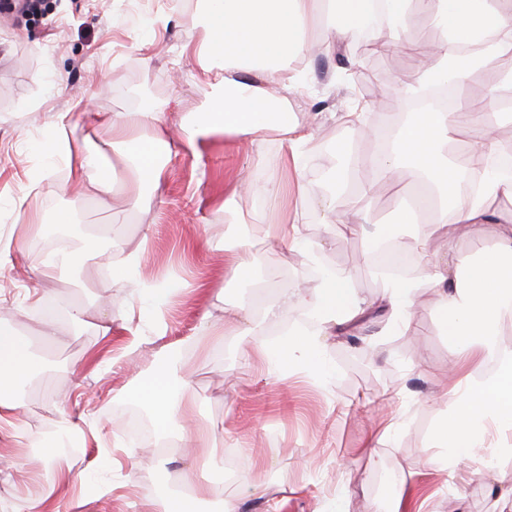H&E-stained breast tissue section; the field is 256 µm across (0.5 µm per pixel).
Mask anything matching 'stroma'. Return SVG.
Instances as JSON below:
<instances>
[{
    "mask_svg": "<svg viewBox=\"0 0 512 512\" xmlns=\"http://www.w3.org/2000/svg\"><path fill=\"white\" fill-rule=\"evenodd\" d=\"M31 10L0 7V226L52 224L55 211L70 208L75 223L66 234L87 250L85 266L50 283L35 284L21 269L0 270V322L32 335L43 317L32 294L56 300L59 317L50 346L35 345L43 370L18 390L23 421L18 432L0 439V468L25 473L22 482L0 479V512H20L25 500L44 499V483L31 479L45 463L34 439L58 448V463L73 486L98 485L100 492L82 508L73 496L44 499L45 512H150L151 499L182 490L180 470L194 463L205 477L226 480L228 496L243 483L262 491L239 512H264L265 501L280 502V512H326V496L340 491L346 512H385L388 489L404 487L407 506L429 496L432 512H499V495L512 493V455L497 452V437L455 469L441 465L444 449L434 447L432 430L451 408L446 395L448 361L459 353L434 314L435 295L423 289L407 333L384 337L327 336L323 356L332 367L319 386L242 366L249 336H206L202 316L224 326L225 305L241 304L259 316L274 289L290 288L319 271L347 275L357 296L372 299L383 282L364 255L365 237L350 233L358 188L336 199V224L321 222L317 200L326 194L322 179L335 174L342 144L369 155L372 141L359 138L345 115L378 116L402 111L408 96L397 91L399 69H387L375 88L351 78L357 58L348 40L318 55H306L303 82L288 92L300 118L317 115L307 153L298 161L305 199L288 211L269 208L261 197L238 188L240 177L264 185L284 178L286 145L268 133L261 144L216 133L197 148L180 145L165 161L160 190L149 206L132 208L122 195L105 201L77 199L67 168L41 155L36 145L58 113L71 115L66 129L72 143L92 138L105 145L110 135L91 129L93 112H134L143 100L154 102L166 125L179 130L198 117L205 91L191 85L198 66L193 54L203 39L195 0H33ZM42 100L41 111H28ZM43 168L55 189L36 204L17 198L27 173ZM232 206H225V198ZM295 217L306 237L321 243L318 261L300 250L269 259L262 227ZM111 226L127 250H141V281H170L177 291L163 313L164 335L138 319V295L130 285L100 292L91 276L106 242L99 232ZM251 236L256 279L233 280L226 271L239 237ZM104 304L112 330L71 318L73 305ZM292 315L258 323L265 339L277 337ZM196 395L195 425L223 440L220 448H175L170 464L158 467L161 443L153 410L139 396L142 379L166 366ZM391 394L400 419L393 440L371 445L379 421L376 399ZM136 448L127 456L123 445Z\"/></svg>",
    "mask_w": 512,
    "mask_h": 512,
    "instance_id": "stroma-1",
    "label": "stroma"
}]
</instances>
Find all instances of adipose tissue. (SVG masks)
I'll return each mask as SVG.
<instances>
[{"mask_svg":"<svg viewBox=\"0 0 512 512\" xmlns=\"http://www.w3.org/2000/svg\"><path fill=\"white\" fill-rule=\"evenodd\" d=\"M414 0H201L198 22L204 42L197 51L200 82L207 100L203 119L184 126L187 143L221 128L250 143L261 142L269 131H278L291 152H299L312 139L311 124L290 112L287 101L272 100L265 86L240 79L243 71L275 80L293 90L299 80L294 62L308 45L312 27H319L325 45L353 36L377 11L390 20L394 40L407 37L416 22ZM437 21L444 42L430 63L409 65L400 77L407 91L454 80L465 83L477 70L492 69L498 54L512 49V13L504 14L494 0H421ZM485 39L483 51L464 56L461 45ZM512 87V74L499 78L482 112L460 107L455 112L432 110L417 113L399 128L388 152L374 164L387 181L423 183L439 194L430 209L429 228L401 242L404 252L417 253L428 273L409 278L395 273L383 277L378 302L386 310L387 334L403 333L412 324L420 288L432 289L436 312L450 343L465 353L464 359L448 362L452 383L448 396L451 413L437 426L434 441L447 449L449 465L485 447L496 434L502 451L512 450V350L498 345V326L512 322V217L496 215L492 202L512 196V171L491 167L496 147L487 130L488 112L503 103L504 88ZM103 127L112 134L111 151L75 148L60 122L45 130L40 148L47 155L69 162L68 177L84 189L108 193L121 190L134 203H145L146 186H159L164 169L161 154L172 151V142L161 125V114L151 103L135 112H115L104 117ZM470 128L474 137L462 159L449 161L448 139L458 128ZM493 225L497 244L475 260L454 256L459 236L481 235ZM45 233L44 225L32 223L0 233V268L14 266L28 247ZM267 251L277 255L300 249L317 258L321 246L307 241L298 224H267L263 227ZM140 257L129 254L110 264L102 287L117 283L135 286L143 312L162 313L174 293L162 284L140 282L136 270ZM295 310L303 326L283 334L272 344L256 342L243 350L244 361L259 359L266 368L284 375L302 374L319 382L333 370L323 360L322 336L359 329L369 318L371 305L356 295L347 277L328 274L315 282L276 289L265 308L268 320ZM496 365L497 373L477 379L475 370ZM41 368L28 339L16 328L0 324V433L15 428L22 404L17 386ZM140 393L155 412L160 431L178 430L183 447L194 448L208 435L180 428L195 405L187 385H173L168 374L144 381ZM184 492L154 500L155 512H198L200 502L221 504L222 512H238L223 484L205 479L195 468L181 473Z\"/></svg>","mask_w":512,"mask_h":512,"instance_id":"1","label":"adipose tissue"}]
</instances>
